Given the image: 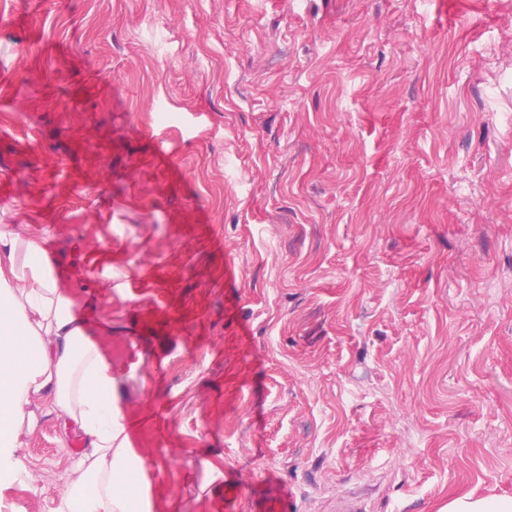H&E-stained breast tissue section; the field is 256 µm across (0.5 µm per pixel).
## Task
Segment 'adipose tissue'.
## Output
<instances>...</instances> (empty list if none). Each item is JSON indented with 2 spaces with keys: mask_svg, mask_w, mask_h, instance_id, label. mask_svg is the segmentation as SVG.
I'll return each instance as SVG.
<instances>
[{
  "mask_svg": "<svg viewBox=\"0 0 512 512\" xmlns=\"http://www.w3.org/2000/svg\"><path fill=\"white\" fill-rule=\"evenodd\" d=\"M112 392V370L60 292L40 243L1 224L0 481L20 474L23 422L44 400L87 442L56 512H149L136 481L142 467L118 442Z\"/></svg>",
  "mask_w": 512,
  "mask_h": 512,
  "instance_id": "ef3b65f1",
  "label": "adipose tissue"
}]
</instances>
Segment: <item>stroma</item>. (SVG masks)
<instances>
[{
  "mask_svg": "<svg viewBox=\"0 0 512 512\" xmlns=\"http://www.w3.org/2000/svg\"><path fill=\"white\" fill-rule=\"evenodd\" d=\"M0 224L151 512L512 497V0H0ZM32 411L0 512L75 478Z\"/></svg>",
  "mask_w": 512,
  "mask_h": 512,
  "instance_id": "obj_1",
  "label": "stroma"
}]
</instances>
